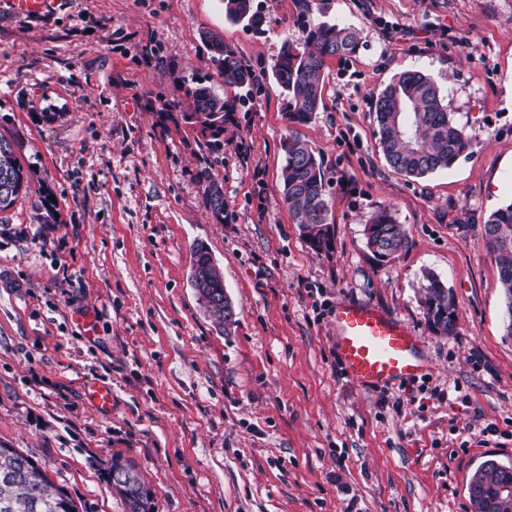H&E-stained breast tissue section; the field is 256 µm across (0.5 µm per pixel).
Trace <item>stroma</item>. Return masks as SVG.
Here are the masks:
<instances>
[{
    "instance_id": "obj_1",
    "label": "stroma",
    "mask_w": 512,
    "mask_h": 512,
    "mask_svg": "<svg viewBox=\"0 0 512 512\" xmlns=\"http://www.w3.org/2000/svg\"><path fill=\"white\" fill-rule=\"evenodd\" d=\"M311 4L314 21L360 33L352 56L328 61L322 105L299 129L323 160L328 255L308 248L282 200L287 95L271 71L300 35L295 0H253L256 29L227 21L221 0L0 12V137L31 176L0 215V446L31 454L80 512H124L106 482L116 455L152 487L155 512H473L476 467L512 464V339L483 237L512 203V0ZM208 32L264 76L216 153L155 114L204 73L239 96L214 74ZM406 69L436 80L472 141L422 178L387 165L372 110ZM204 165L224 188L220 224ZM44 189L53 224L38 208ZM383 205L409 238L388 263L364 236ZM198 241L224 274L231 333L188 283ZM427 271L454 296L451 335L425 322ZM344 300L412 329L429 371L388 388L352 383L332 323ZM95 383L111 387L110 409L88 398ZM197 178L204 182L206 181L204 188V199L206 208L210 211L212 218L216 223H223L224 221V188L222 184L210 179L206 173V169H201L197 173Z\"/></svg>"
}]
</instances>
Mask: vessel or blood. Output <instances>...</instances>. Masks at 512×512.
<instances>
[{
    "mask_svg": "<svg viewBox=\"0 0 512 512\" xmlns=\"http://www.w3.org/2000/svg\"><path fill=\"white\" fill-rule=\"evenodd\" d=\"M10 14L40 18L60 0H4ZM333 322L336 347L348 376L359 386L384 387L413 378L427 363L416 334L383 308L345 301L337 305Z\"/></svg>",
    "mask_w": 512,
    "mask_h": 512,
    "instance_id": "1",
    "label": "vessel or blood"
}]
</instances>
